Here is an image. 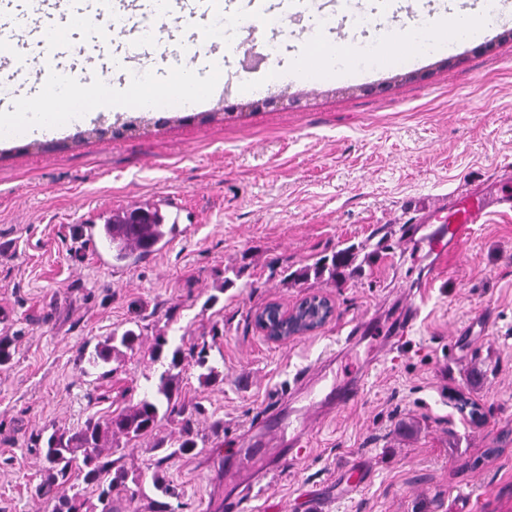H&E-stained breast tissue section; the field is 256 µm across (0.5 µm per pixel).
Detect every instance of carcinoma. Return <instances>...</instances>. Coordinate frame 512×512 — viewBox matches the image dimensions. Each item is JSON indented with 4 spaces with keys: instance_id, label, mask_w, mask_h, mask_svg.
<instances>
[{
    "instance_id": "1",
    "label": "carcinoma",
    "mask_w": 512,
    "mask_h": 512,
    "mask_svg": "<svg viewBox=\"0 0 512 512\" xmlns=\"http://www.w3.org/2000/svg\"><path fill=\"white\" fill-rule=\"evenodd\" d=\"M176 231V225L167 222L159 208L148 203L132 205L117 210L104 218L101 227V242L112 249V260L116 263L140 259L150 253V248L165 245ZM353 260L350 249H341L330 256L319 258L293 274L297 281L325 275L336 278V270L348 266ZM141 333L133 327L121 333H112L95 345L87 362L93 368L105 367L112 357L125 349L133 352L139 348ZM168 340L163 335L155 337L153 356L168 360V368L160 378L156 390L146 393L131 408L117 414L105 415L89 420L82 428L51 434L46 442L36 436L34 446L43 460V475L37 490L51 505L50 512H80L86 495H96L99 512H115L112 506V488L125 482L126 471L115 467L105 450L110 448L112 438L123 436L127 440L154 437L160 431L163 420L181 418L179 437L173 450L157 457L152 463V483L156 490L166 496L174 495L166 483L165 466L174 456L186 455L197 448L192 428V416L186 414V405L179 398L180 373L185 361L193 359L195 364L206 369L199 374L200 383L211 386L218 380L215 368L207 365V346L184 352L177 347L167 348Z\"/></svg>"
}]
</instances>
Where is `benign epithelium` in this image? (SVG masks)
Returning a JSON list of instances; mask_svg holds the SVG:
<instances>
[{
    "label": "benign epithelium",
    "instance_id": "obj_1",
    "mask_svg": "<svg viewBox=\"0 0 512 512\" xmlns=\"http://www.w3.org/2000/svg\"><path fill=\"white\" fill-rule=\"evenodd\" d=\"M335 307L324 295H311L285 310L271 303L255 314V324L272 342L312 333L323 327L334 315Z\"/></svg>",
    "mask_w": 512,
    "mask_h": 512
}]
</instances>
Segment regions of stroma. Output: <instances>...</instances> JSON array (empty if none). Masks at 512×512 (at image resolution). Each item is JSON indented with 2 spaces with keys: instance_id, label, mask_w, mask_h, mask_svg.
<instances>
[{
  "instance_id": "1",
  "label": "stroma",
  "mask_w": 512,
  "mask_h": 512,
  "mask_svg": "<svg viewBox=\"0 0 512 512\" xmlns=\"http://www.w3.org/2000/svg\"><path fill=\"white\" fill-rule=\"evenodd\" d=\"M307 15L279 29L224 31L250 51L224 57L249 76L300 57ZM318 86L234 90L181 110H107L50 136L0 141V512H45L42 462L29 437L74 431L137 403L164 370L156 336L208 345L219 381L182 372L198 446L168 463L170 512H225L253 485L244 512H512V212L493 213L443 262L410 243L418 216L449 193L495 196L512 159V20L488 40L423 59L356 64ZM177 198V231L132 264L106 263L85 226L136 202ZM353 247L343 278L290 273ZM323 294L320 330L268 341L254 314ZM218 296L207 306L209 296ZM403 344L381 341L407 305ZM365 340L346 344L354 326ZM138 327L142 344L88 373L86 353ZM328 382L365 375L362 397L315 430L299 462L259 476L226 466L240 436L297 374ZM153 439L112 440L129 479L114 504L152 512Z\"/></svg>"
}]
</instances>
